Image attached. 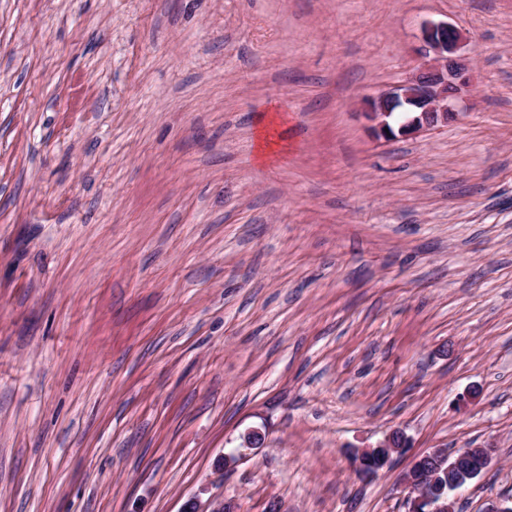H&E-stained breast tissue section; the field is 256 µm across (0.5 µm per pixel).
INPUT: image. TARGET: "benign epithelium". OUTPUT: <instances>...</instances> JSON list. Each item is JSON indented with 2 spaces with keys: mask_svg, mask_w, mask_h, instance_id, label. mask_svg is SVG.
<instances>
[{
  "mask_svg": "<svg viewBox=\"0 0 512 512\" xmlns=\"http://www.w3.org/2000/svg\"><path fill=\"white\" fill-rule=\"evenodd\" d=\"M419 40L427 60L401 84L363 101V115L383 138L413 136L458 120L456 100L471 87L469 60L461 54L465 39L456 26L425 19L419 24ZM401 101L417 107L418 111L404 113L395 130L389 118L392 105ZM407 445L402 434L393 432L376 446L357 451L356 475L365 479L375 477ZM494 456L493 447L465 448L454 455L444 448H434L414 458L404 477L409 512H455L457 491L486 474ZM375 459L380 462L376 468L370 466ZM181 512L233 510L222 501L203 503L195 496L184 504Z\"/></svg>",
  "mask_w": 512,
  "mask_h": 512,
  "instance_id": "obj_1",
  "label": "benign epithelium"
}]
</instances>
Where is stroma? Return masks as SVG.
<instances>
[{"label":"stroma","mask_w":512,"mask_h":512,"mask_svg":"<svg viewBox=\"0 0 512 512\" xmlns=\"http://www.w3.org/2000/svg\"><path fill=\"white\" fill-rule=\"evenodd\" d=\"M424 19L461 115L376 138ZM484 446L458 512L512 496V0H0V512H407ZM407 439L398 432H393L383 441L374 447H367L358 450L354 455L355 473L361 478H373L380 470L387 466L393 454H401L407 448ZM377 458L380 462L378 468L370 467L369 464H377ZM494 456L495 448L483 447L465 448L454 455L433 448L415 457L404 477L408 511L455 512L457 491L486 474Z\"/></svg>","instance_id":"obj_1"}]
</instances>
